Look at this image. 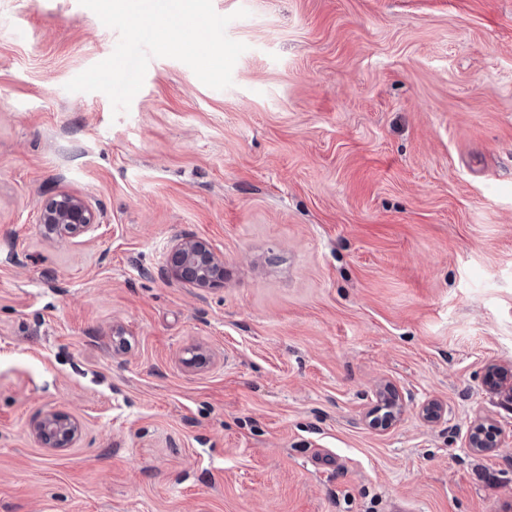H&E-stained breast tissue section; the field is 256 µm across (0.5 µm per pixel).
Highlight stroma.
I'll use <instances>...</instances> for the list:
<instances>
[{"label": "stroma", "instance_id": "35a3bbf8", "mask_svg": "<svg viewBox=\"0 0 512 512\" xmlns=\"http://www.w3.org/2000/svg\"><path fill=\"white\" fill-rule=\"evenodd\" d=\"M213 7L232 86L154 58L117 113L65 89L115 30L0 0V512H512V0ZM61 191L100 224L46 236ZM182 237L223 287L163 274ZM483 384L486 391L495 395L500 403L512 410V379L510 380L497 368H490L486 372ZM34 434L38 441L48 447L66 448L77 440L80 428L69 416L52 412L35 425ZM497 435H500V433L494 431L492 428L485 429L480 426V424H477L468 435V448L476 451H485L491 448H497Z\"/></svg>", "mask_w": 512, "mask_h": 512}]
</instances>
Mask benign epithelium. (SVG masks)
<instances>
[{
    "instance_id": "1",
    "label": "benign epithelium",
    "mask_w": 512,
    "mask_h": 512,
    "mask_svg": "<svg viewBox=\"0 0 512 512\" xmlns=\"http://www.w3.org/2000/svg\"><path fill=\"white\" fill-rule=\"evenodd\" d=\"M37 223L59 239H70L90 231L100 223V214L80 195L59 192L45 199L38 208ZM165 272L200 288L224 285V259L203 239L184 238L168 249ZM483 384L500 403L512 410V379L496 368L486 372ZM38 441L52 448L72 445L80 434L78 423L67 415L46 414L34 427ZM497 432L476 425L468 435V447L485 451L498 447Z\"/></svg>"
}]
</instances>
